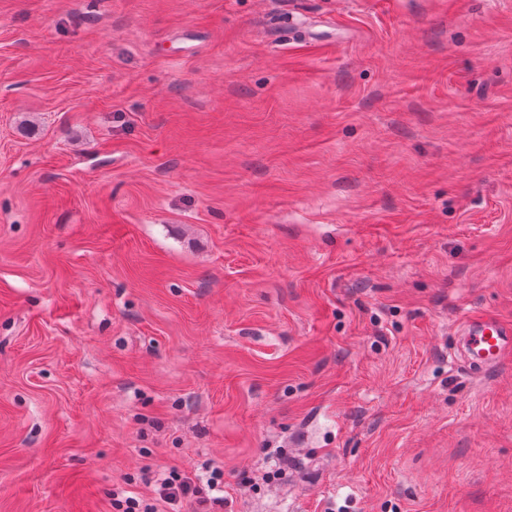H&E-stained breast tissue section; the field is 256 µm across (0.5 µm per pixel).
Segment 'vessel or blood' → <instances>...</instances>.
Instances as JSON below:
<instances>
[{"mask_svg":"<svg viewBox=\"0 0 512 512\" xmlns=\"http://www.w3.org/2000/svg\"><path fill=\"white\" fill-rule=\"evenodd\" d=\"M461 355L469 368L486 373L512 357V327L486 316H465L459 324Z\"/></svg>","mask_w":512,"mask_h":512,"instance_id":"b4317fda","label":"vessel or blood"}]
</instances>
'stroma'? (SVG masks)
Here are the masks:
<instances>
[{
    "instance_id": "1",
    "label": "stroma",
    "mask_w": 512,
    "mask_h": 512,
    "mask_svg": "<svg viewBox=\"0 0 512 512\" xmlns=\"http://www.w3.org/2000/svg\"><path fill=\"white\" fill-rule=\"evenodd\" d=\"M512 0H0V512H512ZM457 334L462 340L464 362L480 373L497 368L512 355V329L497 319L465 316ZM153 503H143L136 496H126L123 500L116 499L112 508L118 512H170V506L191 507V512H217V507H224V496L207 497L196 486H193L187 474L172 469L163 481Z\"/></svg>"
}]
</instances>
